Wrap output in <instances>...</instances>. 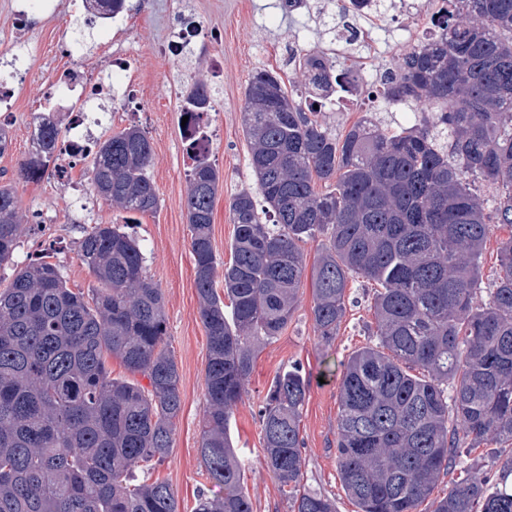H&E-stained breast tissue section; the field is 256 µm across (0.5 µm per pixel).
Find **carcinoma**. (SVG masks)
I'll use <instances>...</instances> for the list:
<instances>
[{
	"mask_svg": "<svg viewBox=\"0 0 512 512\" xmlns=\"http://www.w3.org/2000/svg\"><path fill=\"white\" fill-rule=\"evenodd\" d=\"M341 17L365 3L332 0ZM440 32L404 54L385 78L390 104L439 102L408 129H380L366 115L339 137L316 119L352 70L315 52L299 60L300 85L259 69L245 92L242 130L257 191L229 204V262L215 253L211 224L221 176L204 153L188 174L195 287L208 338L206 418L199 455L221 497L200 496L195 512H253L229 424L258 349L288 326L306 270L301 243H326L313 268V321L336 335L357 277L378 285L373 341L343 365L337 464L358 512H512V457L499 480L464 466L448 492L432 497L457 449L512 445V234L499 240V271L484 291L482 256L490 225L512 227V0H443ZM95 14L125 0H87ZM278 91L270 109L264 90ZM198 83L182 112L211 111ZM20 167L38 182L54 160L61 128L52 112ZM151 143L136 125L96 143L90 185L132 214L157 210L149 174ZM324 190H316L317 184ZM490 195L480 196L481 188ZM22 231L15 187L0 182V512H177L170 485L134 483L133 468L162 461L173 447L182 399L166 345L161 289L147 275L139 241L97 224L80 244L96 286L74 292L60 269L39 257L19 264ZM224 277V294L216 289ZM128 373L112 377L109 360ZM147 379V384L139 378ZM308 384L286 370L259 411L264 463L290 488L292 512H336L321 494L300 490V411Z\"/></svg>",
	"mask_w": 512,
	"mask_h": 512,
	"instance_id": "carcinoma-1",
	"label": "carcinoma"
}]
</instances>
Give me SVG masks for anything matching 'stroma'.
<instances>
[{
  "instance_id": "35a3bbf8",
  "label": "stroma",
  "mask_w": 512,
  "mask_h": 512,
  "mask_svg": "<svg viewBox=\"0 0 512 512\" xmlns=\"http://www.w3.org/2000/svg\"><path fill=\"white\" fill-rule=\"evenodd\" d=\"M85 0H56L55 13L29 16L16 24L14 0H0V70H16L13 107L0 114V127L13 137L11 149L0 156V180L15 182L24 218L15 251L19 262L48 257L63 271L69 288L88 291L94 277L84 263L79 242L97 224H120L137 237L146 257L147 274L161 289L167 316V344L177 363L182 409L176 420L173 448L151 468L137 470L138 480L164 481L174 490L179 512H194L199 496L222 495L208 479L198 453L205 418V365L208 344L199 315L195 290L191 231L186 219L187 174L193 157L183 135V95L197 82L209 85L214 108L202 123L209 137V159L222 185L214 200L212 242L220 261L230 259L234 225L229 202L241 189L254 185L249 169L250 149L242 134L243 92L258 69L274 70L304 84L295 53L327 50L329 36L318 22V9L328 0H309L308 7L285 10L278 0H126L128 27L104 29L84 6ZM384 28L370 19L355 26L374 28L369 67L395 69L415 41L401 40L386 52L387 39L409 23L402 0H391ZM184 26L191 39L183 61L169 52L172 30ZM126 55L139 81L131 90L104 97L100 104L111 112L110 129L136 125L146 131L153 149L149 174L160 198L156 213L128 214L112 208L90 192L77 190L87 181L88 161H78L73 185L46 173L39 182H24L19 170L27 157L35 113L55 111L62 129L91 123L92 113L61 99L63 75L79 69L91 84L112 80V51ZM374 122L383 129L400 130L430 115L428 105H392L384 98L373 102ZM373 290L356 279L350 282L345 316L332 341L317 334L312 315V290L303 284L301 297L288 326L272 343L260 349L246 392L231 422L234 446L245 471L243 487L253 512H291L290 500L264 464L259 409L273 378L291 366L299 367L308 390L300 413L304 442L302 485L336 503V512H358L345 494L336 463V416L341 371L349 355L369 342Z\"/></svg>"
}]
</instances>
